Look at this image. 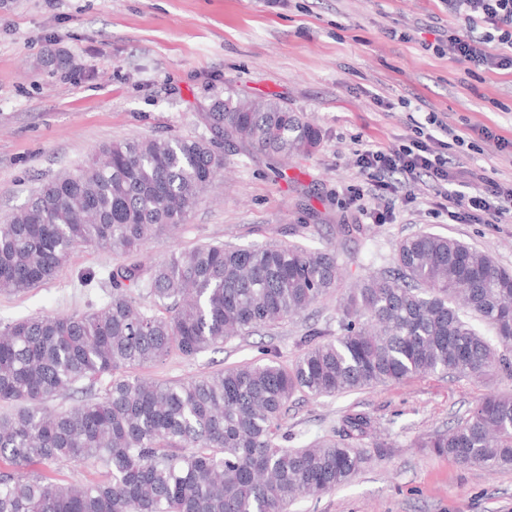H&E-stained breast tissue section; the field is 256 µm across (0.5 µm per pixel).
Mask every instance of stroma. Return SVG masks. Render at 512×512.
<instances>
[{"mask_svg":"<svg viewBox=\"0 0 512 512\" xmlns=\"http://www.w3.org/2000/svg\"><path fill=\"white\" fill-rule=\"evenodd\" d=\"M456 24L443 0H0V223L104 145L206 135L200 112L232 89L278 98L319 133L309 156L285 164L225 147L222 179L174 235L127 254L78 248L52 280L0 293V327L100 308L112 297L113 266L150 263L174 249L271 241L336 247L342 277L304 316L142 370L158 382L187 380L265 362L271 349L293 363L298 338L332 322L347 289L393 267L397 243L417 232L470 244L512 271V216L449 223L433 209L430 182L376 197L356 163L357 150L398 145L436 112L465 139L452 148L456 170L512 184V69L470 71L434 53ZM481 127L494 140L480 139ZM354 189L365 191L368 207H392L394 221L364 219L349 204ZM344 224L362 230L346 236ZM89 269L96 280L81 286L78 274ZM491 390L512 392V379L436 373L334 397L296 394L281 421L289 447L333 435L340 417L358 410L395 448L290 512H512V469L464 467L413 445L456 423Z\"/></svg>","mask_w":512,"mask_h":512,"instance_id":"stroma-1","label":"stroma"}]
</instances>
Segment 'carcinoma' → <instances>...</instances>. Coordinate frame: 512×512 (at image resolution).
Segmentation results:
<instances>
[{
	"label": "carcinoma",
	"instance_id": "1",
	"mask_svg": "<svg viewBox=\"0 0 512 512\" xmlns=\"http://www.w3.org/2000/svg\"><path fill=\"white\" fill-rule=\"evenodd\" d=\"M201 119L208 137L114 142L65 171L0 224V291L52 279L79 246L123 253L183 224L224 171V144L305 156L317 130L277 98L229 91ZM392 275L371 274L338 304L336 332L309 329L285 366L227 368L151 382L127 370L177 352L193 359L233 336L305 314L336 287V249L208 243L117 265L112 298L81 314L38 315L0 329V512H288L346 484L392 444L349 411L335 435L285 445L297 392H344L444 372L512 378V273L473 247L420 231L399 241ZM489 323L492 339L467 318ZM105 382L99 393L92 392ZM91 395L57 409L58 394ZM466 467L512 468V393H489L456 424L415 442ZM92 460L96 477L55 474Z\"/></svg>",
	"mask_w": 512,
	"mask_h": 512
}]
</instances>
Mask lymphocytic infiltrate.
Wrapping results in <instances>:
<instances>
[{
    "label": "lymphocytic infiltrate",
    "instance_id": "1",
    "mask_svg": "<svg viewBox=\"0 0 512 512\" xmlns=\"http://www.w3.org/2000/svg\"><path fill=\"white\" fill-rule=\"evenodd\" d=\"M450 16L462 19L466 33L449 30L448 56L475 69H512V0H444ZM452 131L437 113L417 123L413 137L388 149L359 153V167L372 177L375 195L426 179L436 189L438 212L456 224H494L512 214V187L483 175L454 172L448 157Z\"/></svg>",
    "mask_w": 512,
    "mask_h": 512
}]
</instances>
